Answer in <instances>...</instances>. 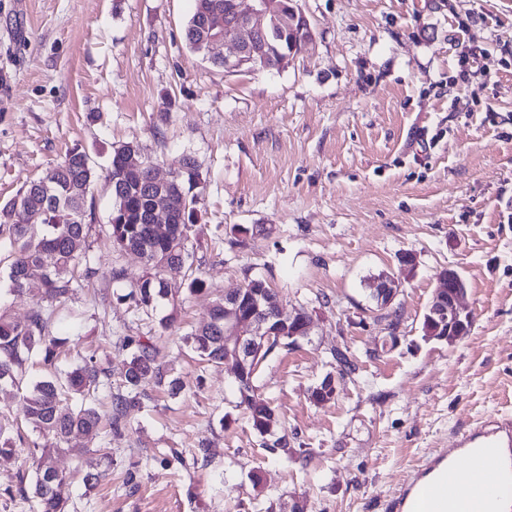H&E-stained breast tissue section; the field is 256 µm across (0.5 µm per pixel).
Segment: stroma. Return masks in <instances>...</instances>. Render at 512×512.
<instances>
[{"label":"stroma","mask_w":512,"mask_h":512,"mask_svg":"<svg viewBox=\"0 0 512 512\" xmlns=\"http://www.w3.org/2000/svg\"><path fill=\"white\" fill-rule=\"evenodd\" d=\"M296 3L312 30L305 49L277 69L227 73L185 45L195 0H0V204L76 146L101 169L129 142L161 172L188 153L201 171L202 290L184 292L172 272L174 303L146 313L126 300L142 262L107 245L113 201L98 178L96 274L55 314L65 344L0 388V428L28 450L56 442L23 420L22 395L64 379L77 355L112 371L93 399L102 411L124 389L120 337L151 340L180 377L176 396L143 385L121 435L80 438L108 471L97 486L58 455L71 512H286L295 499L306 512H385L434 449L512 416V0ZM471 44L483 53L463 79ZM405 252L416 258L407 279ZM446 267L465 279L471 316L453 345L422 330ZM382 273L401 281L387 309L370 299ZM254 277L314 321L257 373L279 418L265 437L237 405L231 363L204 362L182 341ZM171 312L175 329L160 332ZM340 351L355 371L315 405L307 392Z\"/></svg>","instance_id":"stroma-1"}]
</instances>
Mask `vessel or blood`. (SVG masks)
Instances as JSON below:
<instances>
[{"label":"vessel or blood","instance_id":"obj_1","mask_svg":"<svg viewBox=\"0 0 512 512\" xmlns=\"http://www.w3.org/2000/svg\"><path fill=\"white\" fill-rule=\"evenodd\" d=\"M512 501V416L457 432L452 447L428 457L390 498L388 512H489Z\"/></svg>","mask_w":512,"mask_h":512}]
</instances>
